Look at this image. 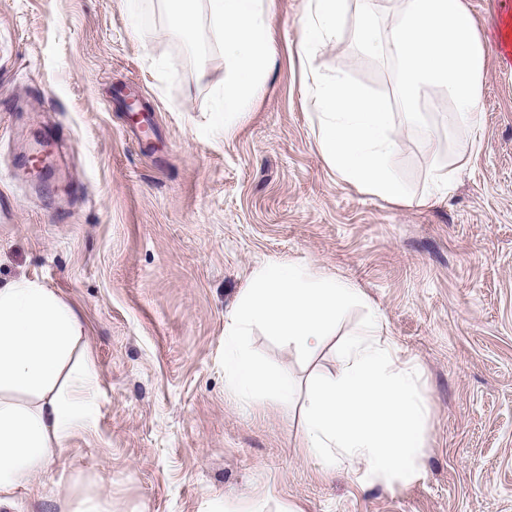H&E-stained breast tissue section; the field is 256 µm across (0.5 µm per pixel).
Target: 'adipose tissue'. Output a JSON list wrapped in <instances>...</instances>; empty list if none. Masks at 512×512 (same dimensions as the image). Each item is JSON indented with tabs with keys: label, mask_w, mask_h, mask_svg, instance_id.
I'll return each instance as SVG.
<instances>
[{
	"label": "adipose tissue",
	"mask_w": 512,
	"mask_h": 512,
	"mask_svg": "<svg viewBox=\"0 0 512 512\" xmlns=\"http://www.w3.org/2000/svg\"><path fill=\"white\" fill-rule=\"evenodd\" d=\"M232 77L216 118L232 131L248 112L271 52L264 0H208ZM380 0H357L354 35L396 65L393 96L413 112L421 86L440 88L462 128L481 124L484 46L464 0H393L379 28ZM78 313L31 280L0 285V506L11 504L90 419V357L72 362L82 340ZM336 374L318 380L302 406V446L322 468L350 461L368 483L409 480L423 448L427 410L415 372L378 322L334 350Z\"/></svg>",
	"instance_id": "ef3b65f1"
}]
</instances>
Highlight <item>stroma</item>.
Masks as SVG:
<instances>
[{
    "label": "stroma",
    "mask_w": 512,
    "mask_h": 512,
    "mask_svg": "<svg viewBox=\"0 0 512 512\" xmlns=\"http://www.w3.org/2000/svg\"><path fill=\"white\" fill-rule=\"evenodd\" d=\"M487 49L483 125L447 199L421 204L438 153L463 143L454 113L395 114L394 205L343 181L317 142L298 55L307 0H265L267 69L231 133L214 127L229 76L207 0L188 34L166 0H0V285L41 283L79 314L97 380L88 425L0 512H512V67L490 49L512 0H464ZM391 91L394 67L351 32L313 62ZM122 92L161 136L131 132ZM57 137L54 191L20 162ZM269 261L359 288L418 370L428 411L413 478L367 484L322 472L301 446L314 379L331 346L300 361L252 345L297 385L289 403L227 390L224 320Z\"/></svg>",
    "instance_id": "obj_1"
}]
</instances>
